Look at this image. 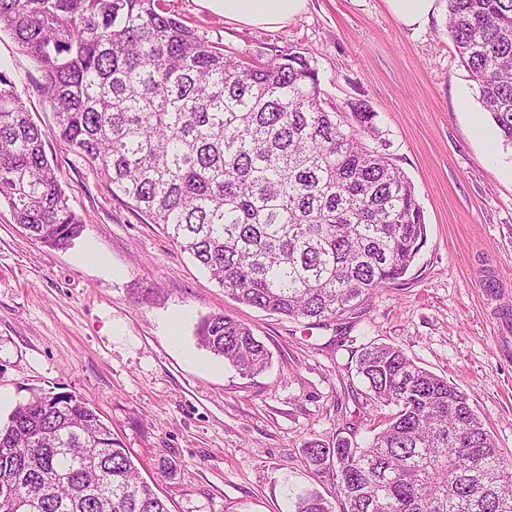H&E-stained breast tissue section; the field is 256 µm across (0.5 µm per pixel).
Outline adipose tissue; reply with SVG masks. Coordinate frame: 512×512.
<instances>
[{"label":"adipose tissue","mask_w":512,"mask_h":512,"mask_svg":"<svg viewBox=\"0 0 512 512\" xmlns=\"http://www.w3.org/2000/svg\"><path fill=\"white\" fill-rule=\"evenodd\" d=\"M201 7L234 22L276 30L302 12L307 0H197Z\"/></svg>","instance_id":"obj_1"}]
</instances>
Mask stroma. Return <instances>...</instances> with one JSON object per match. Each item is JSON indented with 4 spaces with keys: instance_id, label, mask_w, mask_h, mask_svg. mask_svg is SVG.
Wrapping results in <instances>:
<instances>
[{
    "instance_id": "obj_1",
    "label": "stroma",
    "mask_w": 512,
    "mask_h": 512,
    "mask_svg": "<svg viewBox=\"0 0 512 512\" xmlns=\"http://www.w3.org/2000/svg\"><path fill=\"white\" fill-rule=\"evenodd\" d=\"M413 30L386 0H307L275 31L198 5L162 6L225 52L290 48L312 57L328 103L365 100L393 163L411 180L427 238L404 284L347 314L343 332L236 303L145 216L112 196L63 142L45 151L87 224L55 251L30 239L0 203V418L31 389L98 408L169 512H292L318 490L311 440L364 443L389 410L370 401L349 357L364 344L401 346L464 390L512 459V146L483 112L448 36L447 2ZM0 71L35 122L52 127L38 63L0 32ZM247 323L270 368L243 376L198 346L199 320ZM357 422L349 430L348 422Z\"/></svg>"
}]
</instances>
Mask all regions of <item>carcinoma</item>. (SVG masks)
<instances>
[{
  "mask_svg": "<svg viewBox=\"0 0 512 512\" xmlns=\"http://www.w3.org/2000/svg\"><path fill=\"white\" fill-rule=\"evenodd\" d=\"M43 73L55 117L38 126L0 72V199L45 246L74 244L86 220L45 151L53 136L134 210L159 224L224 293L270 315L328 327L397 284L426 241L414 187L365 139L376 113L324 107L310 57L226 54L160 0H0V32ZM448 37L483 110L512 145V0H448ZM197 344L243 376L270 354L223 312ZM372 402L394 408L363 447L303 448L336 480L341 512H512V461L469 396L401 347L352 351ZM0 512H169L88 403L31 391L0 422ZM294 512H332L295 495Z\"/></svg>",
  "mask_w": 512,
  "mask_h": 512,
  "instance_id": "1",
  "label": "carcinoma"
}]
</instances>
